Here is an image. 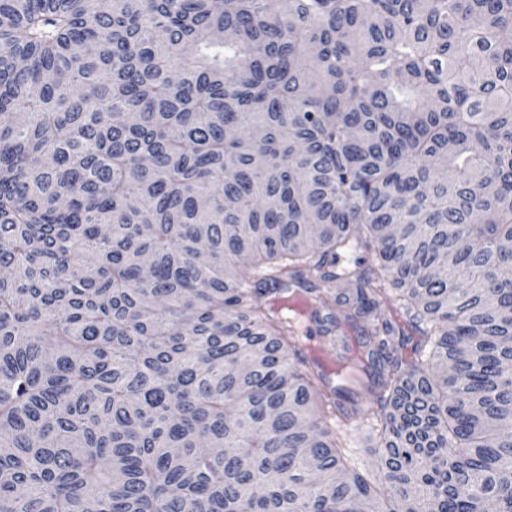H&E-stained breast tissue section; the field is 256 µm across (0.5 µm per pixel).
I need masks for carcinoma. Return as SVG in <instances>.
I'll list each match as a JSON object with an SVG mask.
<instances>
[{
  "instance_id": "cac0c4a2",
  "label": "carcinoma",
  "mask_w": 512,
  "mask_h": 512,
  "mask_svg": "<svg viewBox=\"0 0 512 512\" xmlns=\"http://www.w3.org/2000/svg\"><path fill=\"white\" fill-rule=\"evenodd\" d=\"M509 32L0 0V512H512Z\"/></svg>"
}]
</instances>
